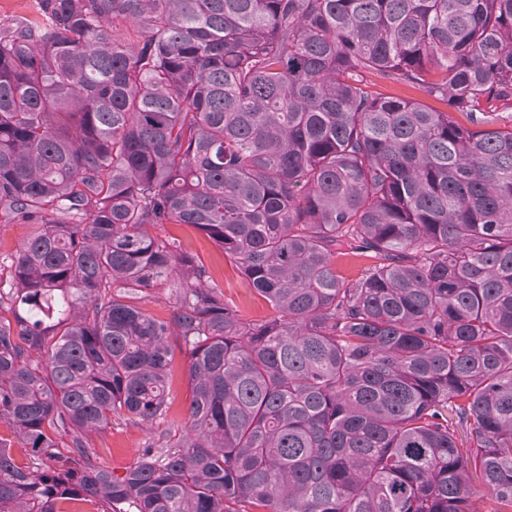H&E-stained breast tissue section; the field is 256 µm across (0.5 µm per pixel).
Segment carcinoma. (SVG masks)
<instances>
[{
	"mask_svg": "<svg viewBox=\"0 0 512 512\" xmlns=\"http://www.w3.org/2000/svg\"><path fill=\"white\" fill-rule=\"evenodd\" d=\"M37 11L0 24V223L36 226L0 280V512H512V0ZM114 416L158 431L121 474L87 447ZM370 80L375 84L376 89L383 94L420 100L437 110L448 111V106L444 102L432 98H427L421 92L411 87L385 82L375 77H370ZM156 233L176 237L183 249L198 254L211 267L215 282L224 291V300L235 304L245 318L261 320L272 314L269 304L248 288L235 267L224 259L222 251L202 234L178 224H164ZM175 350L174 371L169 382L171 412L179 418L185 419L188 404L191 398V385L188 376L189 354L184 346L173 343Z\"/></svg>",
	"mask_w": 512,
	"mask_h": 512,
	"instance_id": "carcinoma-1",
	"label": "carcinoma"
}]
</instances>
